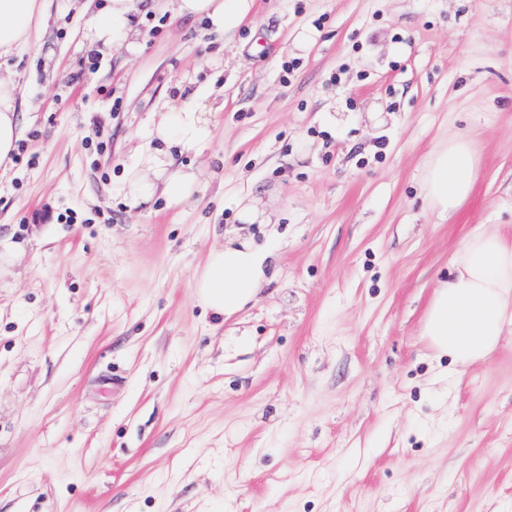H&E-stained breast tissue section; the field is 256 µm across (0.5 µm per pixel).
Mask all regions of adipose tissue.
Segmentation results:
<instances>
[{
	"mask_svg": "<svg viewBox=\"0 0 512 512\" xmlns=\"http://www.w3.org/2000/svg\"><path fill=\"white\" fill-rule=\"evenodd\" d=\"M142 0H106L85 23L90 42L110 47H138L136 17ZM179 16L208 21L213 33L234 36L250 19L255 0H174ZM44 0H0V56L28 44L43 16ZM17 87L0 75V164L8 163L17 147L19 119ZM213 137V124L201 104L174 108L162 105L146 128L147 144L128 168L124 188L131 206L163 195L174 206L202 192L200 174L174 167L175 154L203 151ZM475 164L466 141L440 145L425 166L422 188L440 215L456 211L471 195ZM270 252L253 235H228L211 251L196 280L198 301L218 315L232 316L255 300L267 279ZM457 275L436 289L424 322L437 356L467 366L484 360L512 328V243L494 228L466 237L457 253Z\"/></svg>",
	"mask_w": 512,
	"mask_h": 512,
	"instance_id": "obj_1",
	"label": "adipose tissue"
}]
</instances>
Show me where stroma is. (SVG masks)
I'll return each mask as SVG.
<instances>
[{
    "mask_svg": "<svg viewBox=\"0 0 512 512\" xmlns=\"http://www.w3.org/2000/svg\"><path fill=\"white\" fill-rule=\"evenodd\" d=\"M138 31L92 50L48 0L4 69L0 512H512V329L458 369L422 334L461 241H512V0H255L229 41L145 0ZM200 96L202 199L130 207L150 113ZM451 138L478 174L443 219ZM245 195L277 276L223 318L195 281ZM16 94L14 81L0 74V165L11 160L17 147L19 119L15 109ZM475 181V164L466 141L441 144L425 166L422 188L431 207L440 215L456 211L471 195ZM239 219L241 224L270 225L271 217L263 204L257 199L244 200L240 204Z\"/></svg>",
    "mask_w": 512,
    "mask_h": 512,
    "instance_id": "35a3bbf8",
    "label": "stroma"
}]
</instances>
